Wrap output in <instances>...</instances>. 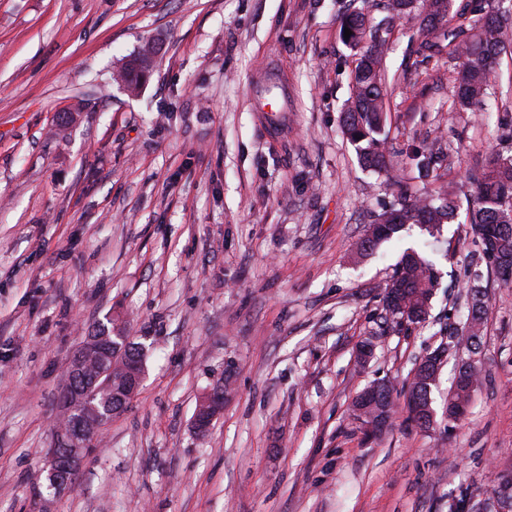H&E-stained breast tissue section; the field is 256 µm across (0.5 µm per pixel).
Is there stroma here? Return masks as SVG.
<instances>
[{"mask_svg": "<svg viewBox=\"0 0 512 512\" xmlns=\"http://www.w3.org/2000/svg\"><path fill=\"white\" fill-rule=\"evenodd\" d=\"M362 0H0V512H502L512 474V288L474 255L465 216L444 225L428 318L386 314L384 287L417 226L356 244L399 189L447 185L512 153V47L483 111H454L446 43L397 27L386 60L388 152L398 184L364 170L340 128L356 55L342 36ZM158 52L130 95L110 75ZM288 85L274 132L252 80ZM441 139L448 169L407 152ZM488 296L466 415H445L457 353L409 417L421 357L462 326L473 279ZM145 343L135 397L73 489L38 473L66 363L110 319ZM373 351L358 362L364 341ZM234 371L205 436L198 398ZM393 389V424L350 414L369 383ZM415 371H416V369H415ZM415 371L413 374L411 385L419 386V391L422 395V399L424 400V407L427 406L428 400H429V408L427 410L426 409L418 410L417 408L408 407L409 413L411 414L412 418L419 425L424 426V427H429L432 424V422L430 420V415H429L430 406H432V404H433L432 394H433L434 389L437 388V385L439 383L440 373L438 374V376L432 378L429 382H426V380L417 382V375H416Z\"/></svg>", "mask_w": 512, "mask_h": 512, "instance_id": "1", "label": "stroma"}]
</instances>
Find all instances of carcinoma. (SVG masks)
I'll return each instance as SVG.
<instances>
[{
  "instance_id": "cac0c4a2",
  "label": "carcinoma",
  "mask_w": 512,
  "mask_h": 512,
  "mask_svg": "<svg viewBox=\"0 0 512 512\" xmlns=\"http://www.w3.org/2000/svg\"><path fill=\"white\" fill-rule=\"evenodd\" d=\"M453 0H383L385 16L374 22L370 11L357 9L348 13L342 27L353 32L368 33L369 39H353L347 45L356 51V65L352 72L351 92L342 111V132L354 145L360 165L371 172L394 179L389 167L386 148L387 105L384 89L383 61L388 51L386 37L376 38L374 32L383 27L390 31L409 18L419 21L424 40L435 37L434 31L445 29L448 55L456 61V109L476 112L483 106L494 77L497 57L512 42V12L486 10L479 7L469 25L449 27ZM152 48L146 45L137 55L127 59L112 81L122 83L131 94L140 91L150 71ZM419 173L439 179L446 155L442 147L430 146L413 155ZM472 186L468 224L475 246L485 237H492L501 251L512 255V208L503 200H512V154L496 153L481 167L468 174ZM457 204L441 186L432 194L412 196L399 194L389 208L377 214L374 223L378 230L367 232L357 242V250L366 253L379 244L391 241L407 225H417L425 231L426 239L420 245L404 249L394 265L386 287L403 292L414 307L429 305L439 286L440 273L427 258V249L437 240L440 226L454 221ZM122 361L118 358L104 364L91 363V374L99 377L88 384L85 402L102 416H107L111 403L98 391L107 380L121 376ZM362 395L352 404L356 421H368L381 411L386 416L395 414L393 389L387 385L369 400V406L359 407ZM470 394L460 388L451 393L446 413L457 417L459 409L467 406Z\"/></svg>"
}]
</instances>
